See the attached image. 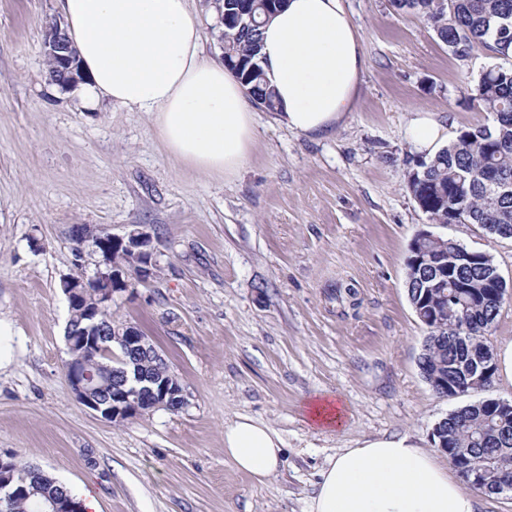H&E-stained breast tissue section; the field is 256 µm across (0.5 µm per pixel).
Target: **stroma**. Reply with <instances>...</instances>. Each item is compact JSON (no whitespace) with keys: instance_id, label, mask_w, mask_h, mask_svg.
<instances>
[{"instance_id":"1","label":"stroma","mask_w":512,"mask_h":512,"mask_svg":"<svg viewBox=\"0 0 512 512\" xmlns=\"http://www.w3.org/2000/svg\"><path fill=\"white\" fill-rule=\"evenodd\" d=\"M367 65L351 112L311 137L256 110L236 175L207 176L163 150L152 119L102 102L82 108L49 83L43 41L59 0H0V453H14L98 512H308L320 471L345 448L408 434L432 447L448 414L484 394H436L418 361L426 327L407 293L410 244L424 228L489 254L512 284V239L476 224L427 225L404 188L419 159L406 135L426 112L446 134L487 123L468 104L494 55H452L390 0H346ZM153 237L158 275L116 297L187 399L115 425L65 377L70 225ZM330 394L342 426L313 427ZM246 415L282 440L285 465L259 483L224 456V425Z\"/></svg>"}]
</instances>
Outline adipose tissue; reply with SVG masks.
<instances>
[{
	"mask_svg": "<svg viewBox=\"0 0 512 512\" xmlns=\"http://www.w3.org/2000/svg\"><path fill=\"white\" fill-rule=\"evenodd\" d=\"M84 80L72 93L150 114L165 151L194 169L230 176L256 137L250 99L233 73L203 55L188 0H61ZM262 66L279 96L277 119L323 137L351 112L366 67L344 0H288L261 31ZM224 454L264 481L281 470V439L239 417ZM476 498L434 453L407 435L364 441L331 458L309 512H475Z\"/></svg>",
	"mask_w": 512,
	"mask_h": 512,
	"instance_id": "ef3b65f1",
	"label": "adipose tissue"
}]
</instances>
